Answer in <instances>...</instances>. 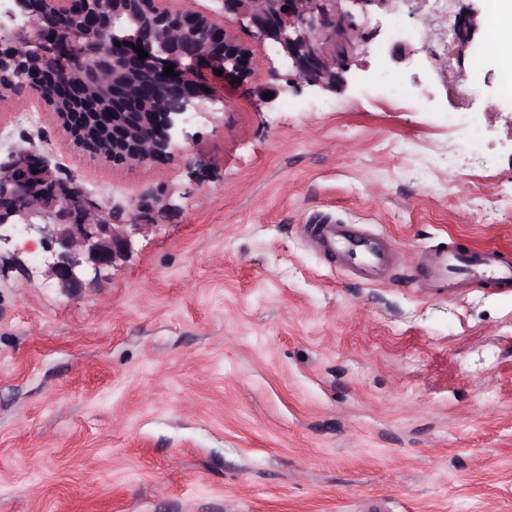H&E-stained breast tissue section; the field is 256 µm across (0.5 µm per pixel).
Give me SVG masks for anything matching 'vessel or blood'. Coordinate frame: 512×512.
I'll use <instances>...</instances> for the list:
<instances>
[{"label": "vessel or blood", "mask_w": 512, "mask_h": 512, "mask_svg": "<svg viewBox=\"0 0 512 512\" xmlns=\"http://www.w3.org/2000/svg\"><path fill=\"white\" fill-rule=\"evenodd\" d=\"M304 238L325 257L342 264H354L367 280H377L395 262V255L383 235L366 230L352 231L338 223L304 225ZM421 287L454 292L458 288H479L488 284L512 287V261L497 251H473L448 244L436 251L433 261L419 266Z\"/></svg>", "instance_id": "b4317fda"}]
</instances>
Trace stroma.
Returning a JSON list of instances; mask_svg holds the SVG:
<instances>
[{"label": "stroma", "instance_id": "obj_1", "mask_svg": "<svg viewBox=\"0 0 512 512\" xmlns=\"http://www.w3.org/2000/svg\"><path fill=\"white\" fill-rule=\"evenodd\" d=\"M401 8L405 98L380 10L347 88L229 86L188 156L155 166L78 154L31 92L0 104L1 159L39 152L130 214L156 198L131 256L78 293L30 252L0 277V512H512V289L412 275L452 241L512 257V95L487 31L445 59L447 21ZM451 112L481 113L482 147L408 171L394 143L462 137ZM319 219L403 259L372 284L338 269L302 236Z\"/></svg>", "mask_w": 512, "mask_h": 512}]
</instances>
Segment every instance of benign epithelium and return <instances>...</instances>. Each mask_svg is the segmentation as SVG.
<instances>
[{"mask_svg": "<svg viewBox=\"0 0 512 512\" xmlns=\"http://www.w3.org/2000/svg\"><path fill=\"white\" fill-rule=\"evenodd\" d=\"M174 2L0 0V103L30 88L76 152L112 167L166 163L187 149V126L224 90L220 79L270 92L271 103L305 85L347 86L373 39L371 15L400 0H216L213 10ZM478 29L477 8L456 13L458 53ZM256 42L274 47L288 72L265 66ZM144 71L153 80L139 85ZM114 218L44 156L21 149L0 160V268L26 251L4 254L21 225L37 238L47 278L72 293L88 271L125 261L149 228Z\"/></svg>", "mask_w": 512, "mask_h": 512, "instance_id": "obj_1", "label": "benign epithelium"}]
</instances>
